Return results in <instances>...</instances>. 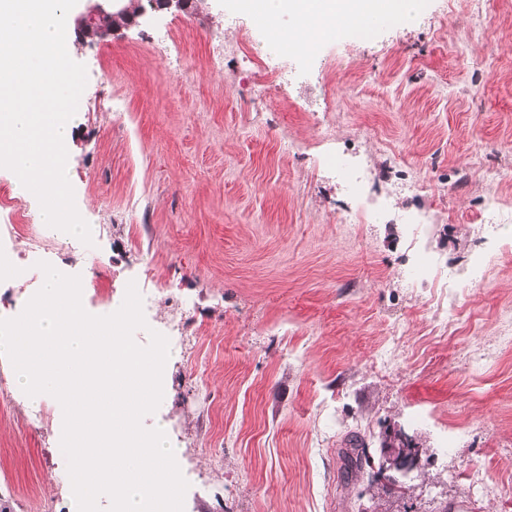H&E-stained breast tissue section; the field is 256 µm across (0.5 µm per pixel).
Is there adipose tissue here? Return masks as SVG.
Wrapping results in <instances>:
<instances>
[{"label": "adipose tissue", "mask_w": 512, "mask_h": 512, "mask_svg": "<svg viewBox=\"0 0 512 512\" xmlns=\"http://www.w3.org/2000/svg\"><path fill=\"white\" fill-rule=\"evenodd\" d=\"M243 7L263 15L289 50L304 51L317 43L323 30L351 23L368 25L387 13L402 25H414L420 16L421 0H243ZM285 13L295 15L297 24L293 30L282 32L278 19Z\"/></svg>", "instance_id": "obj_1"}]
</instances>
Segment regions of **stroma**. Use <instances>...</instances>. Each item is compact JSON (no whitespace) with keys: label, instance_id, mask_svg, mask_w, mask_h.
<instances>
[{"label":"stroma","instance_id":"1","mask_svg":"<svg viewBox=\"0 0 512 512\" xmlns=\"http://www.w3.org/2000/svg\"><path fill=\"white\" fill-rule=\"evenodd\" d=\"M69 43L93 243L0 168L28 264L0 274V317L41 260L96 274L93 315L153 288L182 343L142 424L179 450L184 512H512V0H422L414 27L284 58L238 0ZM392 428L422 450L405 491L345 481L347 435L377 459ZM60 440L0 355V512H77Z\"/></svg>","mask_w":512,"mask_h":512}]
</instances>
